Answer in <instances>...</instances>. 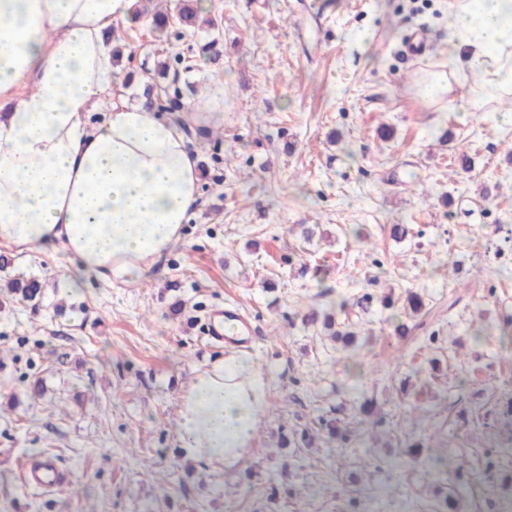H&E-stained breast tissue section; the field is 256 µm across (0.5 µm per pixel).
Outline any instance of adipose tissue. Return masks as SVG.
Instances as JSON below:
<instances>
[{
  "label": "adipose tissue",
  "instance_id": "1",
  "mask_svg": "<svg viewBox=\"0 0 512 512\" xmlns=\"http://www.w3.org/2000/svg\"><path fill=\"white\" fill-rule=\"evenodd\" d=\"M131 4L0 0V244L65 252L73 290L91 277L149 275L182 243L200 197L198 159L177 116L146 102L101 107L113 74L105 31ZM463 66L483 74V95L512 93V0H453L446 68L424 80V96L449 93ZM266 403L251 358L196 372L179 394L185 458L242 465Z\"/></svg>",
  "mask_w": 512,
  "mask_h": 512
}]
</instances>
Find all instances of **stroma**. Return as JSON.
Segmentation results:
<instances>
[{"mask_svg": "<svg viewBox=\"0 0 512 512\" xmlns=\"http://www.w3.org/2000/svg\"><path fill=\"white\" fill-rule=\"evenodd\" d=\"M450 2L209 0L196 31L161 34L113 21L104 102L140 101L132 73L199 109L183 130L201 196L183 244L138 280L73 293L66 254L0 245V512H443L451 491L457 512H497L512 500V457L484 471L512 438V95L469 107L471 70L439 102L418 94L445 57ZM416 28L433 56L403 53ZM20 275L44 282L38 308L9 296ZM229 302L253 321L268 404L245 465L224 471L181 460L177 403L226 355L196 322ZM313 311L349 319L355 344L307 323ZM37 455L62 486L23 485Z\"/></svg>", "mask_w": 512, "mask_h": 512, "instance_id": "stroma-1", "label": "stroma"}]
</instances>
